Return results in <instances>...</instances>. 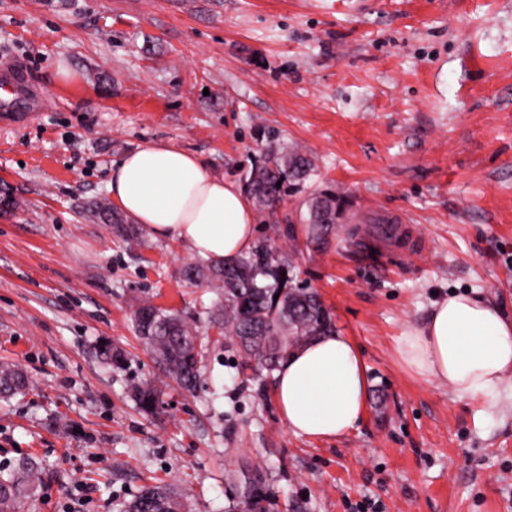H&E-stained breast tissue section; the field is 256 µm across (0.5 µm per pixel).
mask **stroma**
Here are the masks:
<instances>
[{"mask_svg":"<svg viewBox=\"0 0 512 512\" xmlns=\"http://www.w3.org/2000/svg\"><path fill=\"white\" fill-rule=\"evenodd\" d=\"M4 63L54 99L0 121V364L31 380L0 398V464L41 467L21 512H120L154 481L193 512H236L256 473L266 512H512V382L461 400L395 354L437 295L475 290L512 314V0H0ZM157 142L238 183L267 144L297 147L316 164L308 189L348 195L324 249L288 237L302 194L257 236L359 347L356 431L293 435L272 378H243L215 328L196 392L172 384L162 414L139 409L133 390L158 371L135 306L203 321L216 297L179 279L187 243L131 250L88 214L113 161Z\"/></svg>","mask_w":512,"mask_h":512,"instance_id":"stroma-1","label":"stroma"}]
</instances>
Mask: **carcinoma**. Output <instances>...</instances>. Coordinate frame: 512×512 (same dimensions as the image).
Returning <instances> with one entry per match:
<instances>
[{"label": "carcinoma", "mask_w": 512, "mask_h": 512, "mask_svg": "<svg viewBox=\"0 0 512 512\" xmlns=\"http://www.w3.org/2000/svg\"><path fill=\"white\" fill-rule=\"evenodd\" d=\"M313 172L310 155L272 142L247 176L246 189L260 212L273 214L286 196L305 188ZM305 205L306 245L323 249L339 216L349 206L347 196L333 189L315 191ZM93 217L108 225L112 234L128 246L142 245L138 228L113 211L107 200L95 203ZM180 276L189 283L207 281L215 285L217 299L210 311V322L224 330L242 352L245 364H255L257 371L273 373L295 348L314 336L335 330L320 294L298 284L292 261L279 255L267 239L258 241L248 255L232 262L185 263ZM132 323L144 346L154 355L163 356L160 374L188 392L195 391L203 353L195 319L145 301L133 310ZM27 385L28 379L20 369L0 366L1 394L20 392ZM161 395V390L151 383L135 392L139 407L147 414L163 407ZM39 475V466L32 461H21L8 471H0V512H19L22 501L35 492ZM148 494L155 501V512H189L186 499L166 484L143 487L123 505L122 512H144Z\"/></svg>", "instance_id": "1"}]
</instances>
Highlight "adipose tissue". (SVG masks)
<instances>
[{"label": "adipose tissue", "mask_w": 512, "mask_h": 512, "mask_svg": "<svg viewBox=\"0 0 512 512\" xmlns=\"http://www.w3.org/2000/svg\"><path fill=\"white\" fill-rule=\"evenodd\" d=\"M113 204L155 239H175L210 260L232 261L257 241L259 215L237 183L211 176L173 143L146 144L112 165ZM401 363L457 398L492 396L512 380V317L476 292L435 301L423 324L399 338ZM363 356L340 332L293 350L274 373L275 405L297 436L332 440L358 429L367 405Z\"/></svg>", "instance_id": "ef3b65f1"}]
</instances>
